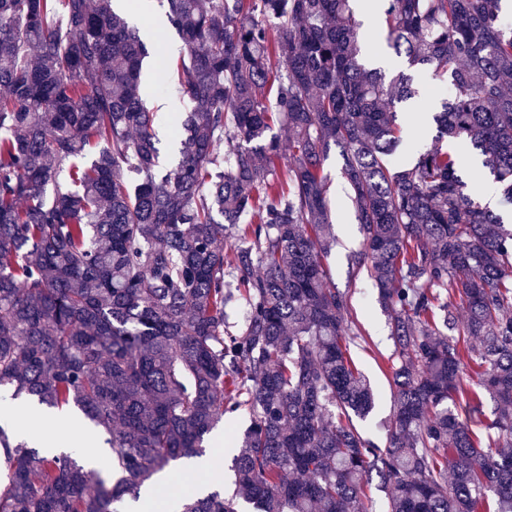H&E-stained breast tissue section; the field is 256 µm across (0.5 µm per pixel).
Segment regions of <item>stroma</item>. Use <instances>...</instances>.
I'll return each mask as SVG.
<instances>
[{
	"mask_svg": "<svg viewBox=\"0 0 512 512\" xmlns=\"http://www.w3.org/2000/svg\"><path fill=\"white\" fill-rule=\"evenodd\" d=\"M152 10L145 15H128L130 24L137 26L149 45V69L146 78L149 104L162 101L168 111H182L177 93V63L182 42L166 23L163 0H151ZM337 153H330L323 164V173L330 183L332 230L336 243L324 264L329 281L350 299L348 324L356 331L349 354L354 364L370 380L375 394V408L370 416L359 422L365 437L380 443L386 437L383 423L394 401L392 370L389 357L394 350L390 335V315L381 304L378 291L367 272L352 273L350 258L363 248V232L357 215L347 198L340 174Z\"/></svg>",
	"mask_w": 512,
	"mask_h": 512,
	"instance_id": "stroma-1",
	"label": "stroma"
}]
</instances>
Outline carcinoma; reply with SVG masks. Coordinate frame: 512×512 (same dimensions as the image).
Masks as SVG:
<instances>
[{"instance_id":"cac0c4a2","label":"carcinoma","mask_w":512,"mask_h":512,"mask_svg":"<svg viewBox=\"0 0 512 512\" xmlns=\"http://www.w3.org/2000/svg\"><path fill=\"white\" fill-rule=\"evenodd\" d=\"M357 2L166 0L186 104L166 171L149 51L112 0H0V388L78 409L112 448L96 479L0 425V512H119L238 410L232 495L181 512H373L375 477L386 512H483L488 492L512 512V228L442 145L465 142L512 207V29L503 0H384L389 77L363 62ZM422 71L448 77L436 143L395 169ZM333 146L364 235L352 268L391 312L382 445L354 424L374 394L324 265ZM469 368L498 405L485 444L456 411Z\"/></svg>"}]
</instances>
